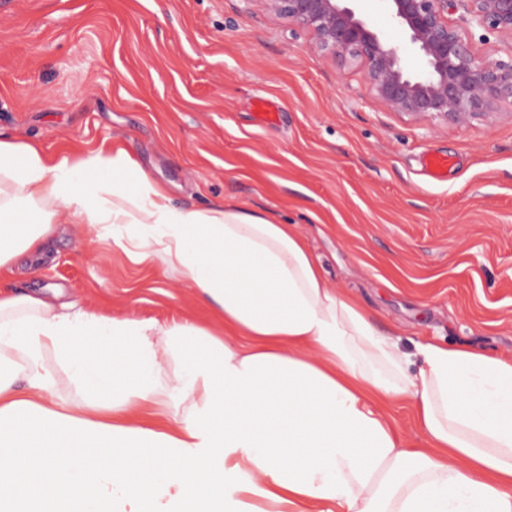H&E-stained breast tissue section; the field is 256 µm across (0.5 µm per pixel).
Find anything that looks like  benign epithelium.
Here are the masks:
<instances>
[{
    "label": "benign epithelium",
    "mask_w": 512,
    "mask_h": 512,
    "mask_svg": "<svg viewBox=\"0 0 512 512\" xmlns=\"http://www.w3.org/2000/svg\"><path fill=\"white\" fill-rule=\"evenodd\" d=\"M261 2L271 17L308 32L318 55L362 68L369 93L389 112L464 125L512 107V59L474 45L489 35L512 41V0H384L405 46L375 29L353 0Z\"/></svg>",
    "instance_id": "1"
}]
</instances>
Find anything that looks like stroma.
Here are the masks:
<instances>
[{"mask_svg":"<svg viewBox=\"0 0 512 512\" xmlns=\"http://www.w3.org/2000/svg\"><path fill=\"white\" fill-rule=\"evenodd\" d=\"M268 100L279 117L257 118ZM0 140L125 149L175 205L225 200L294 226L330 287L404 352L431 340L512 358V116L465 126L385 111L361 70L314 53L261 0H0ZM452 163L442 179L423 159ZM110 317L215 321L162 263L56 225L45 265L1 291Z\"/></svg>","mask_w":512,"mask_h":512,"instance_id":"stroma-1","label":"stroma"}]
</instances>
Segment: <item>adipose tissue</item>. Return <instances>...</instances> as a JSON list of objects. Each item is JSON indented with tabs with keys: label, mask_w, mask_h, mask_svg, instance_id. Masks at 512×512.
Wrapping results in <instances>:
<instances>
[{
	"label": "adipose tissue",
	"mask_w": 512,
	"mask_h": 512,
	"mask_svg": "<svg viewBox=\"0 0 512 512\" xmlns=\"http://www.w3.org/2000/svg\"><path fill=\"white\" fill-rule=\"evenodd\" d=\"M57 224L112 225L221 327L0 291V512H512V358L429 341L411 367L293 225L176 206L121 148L0 140V276L41 260ZM58 360L80 399L54 396ZM390 413L410 442L416 443L420 441L421 433L409 407L405 405H394L391 407Z\"/></svg>",
	"instance_id": "adipose-tissue-1"
}]
</instances>
